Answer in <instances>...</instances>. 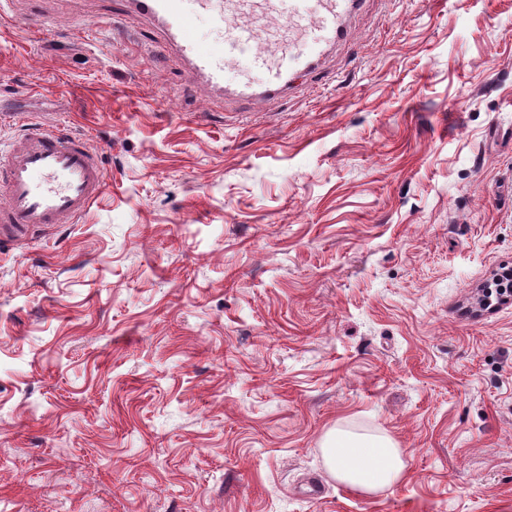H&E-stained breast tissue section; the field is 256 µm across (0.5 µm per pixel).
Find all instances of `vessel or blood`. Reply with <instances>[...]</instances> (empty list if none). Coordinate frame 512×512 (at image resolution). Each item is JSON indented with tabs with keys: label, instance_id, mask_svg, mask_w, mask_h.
I'll list each match as a JSON object with an SVG mask.
<instances>
[{
	"label": "vessel or blood",
	"instance_id": "1",
	"mask_svg": "<svg viewBox=\"0 0 512 512\" xmlns=\"http://www.w3.org/2000/svg\"><path fill=\"white\" fill-rule=\"evenodd\" d=\"M188 68L191 81L239 100L287 94L290 76L318 68L343 41L359 0H127ZM104 172L82 137L29 129L0 153V224H72L104 190Z\"/></svg>",
	"mask_w": 512,
	"mask_h": 512
}]
</instances>
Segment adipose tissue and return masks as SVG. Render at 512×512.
<instances>
[{
    "label": "adipose tissue",
    "mask_w": 512,
    "mask_h": 512,
    "mask_svg": "<svg viewBox=\"0 0 512 512\" xmlns=\"http://www.w3.org/2000/svg\"><path fill=\"white\" fill-rule=\"evenodd\" d=\"M326 465L337 481L371 492L397 484L405 472L402 451L384 435L354 434L339 429L323 441Z\"/></svg>",
    "instance_id": "obj_1"
}]
</instances>
